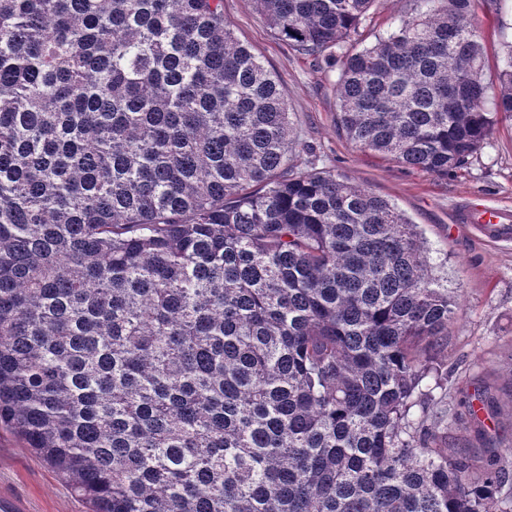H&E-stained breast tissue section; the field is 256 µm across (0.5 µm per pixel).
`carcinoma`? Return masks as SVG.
<instances>
[{"mask_svg": "<svg viewBox=\"0 0 512 512\" xmlns=\"http://www.w3.org/2000/svg\"><path fill=\"white\" fill-rule=\"evenodd\" d=\"M253 0L340 59L355 148L446 176L512 118L475 0ZM493 101V111L485 108ZM224 0H0V424L90 512H512L449 445L460 298L394 204L297 160ZM420 9V0H380L361 29V46L370 45L378 36H386L400 19L414 16Z\"/></svg>", "mask_w": 512, "mask_h": 512, "instance_id": "carcinoma-1", "label": "carcinoma"}]
</instances>
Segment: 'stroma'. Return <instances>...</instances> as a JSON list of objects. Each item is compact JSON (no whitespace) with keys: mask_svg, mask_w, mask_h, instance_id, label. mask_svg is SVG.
<instances>
[{"mask_svg":"<svg viewBox=\"0 0 512 512\" xmlns=\"http://www.w3.org/2000/svg\"><path fill=\"white\" fill-rule=\"evenodd\" d=\"M420 0H378L362 29L364 44L387 35L400 19L414 16ZM224 19L277 75L291 112L300 159L320 163L352 183L394 203L433 251L446 257L449 287L461 296L458 319L448 328L444 349L457 370L448 381V403H461L481 379L498 406V443L512 445V238L489 237L472 225L453 223L456 208L478 198L512 208V119L500 121L477 155L456 173L431 176L370 151L355 149L336 128V72L295 54L277 40L251 0H224ZM475 21L485 44L484 78L496 82L512 45V0H478ZM0 488L16 493L30 512H86L67 483L0 427Z\"/></svg>","mask_w":512,"mask_h":512,"instance_id":"obj_1","label":"stroma"}]
</instances>
